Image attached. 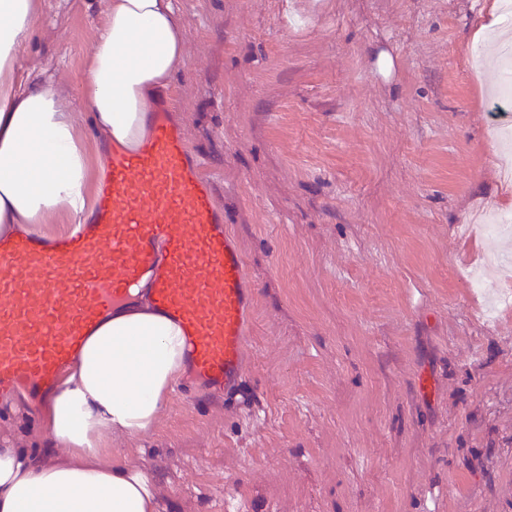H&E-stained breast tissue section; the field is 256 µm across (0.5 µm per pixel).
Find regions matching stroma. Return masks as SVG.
Masks as SVG:
<instances>
[{
    "label": "stroma",
    "mask_w": 512,
    "mask_h": 512,
    "mask_svg": "<svg viewBox=\"0 0 512 512\" xmlns=\"http://www.w3.org/2000/svg\"><path fill=\"white\" fill-rule=\"evenodd\" d=\"M494 0H178L160 100L200 155L256 302L237 389L170 391L107 432L163 512H512V214L496 86L473 58ZM101 0H39L18 54L65 97L98 184L111 150L79 74ZM394 59L391 77L375 61ZM41 408L0 399V448L45 455Z\"/></svg>",
    "instance_id": "stroma-1"
}]
</instances>
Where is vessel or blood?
<instances>
[{
  "mask_svg": "<svg viewBox=\"0 0 512 512\" xmlns=\"http://www.w3.org/2000/svg\"><path fill=\"white\" fill-rule=\"evenodd\" d=\"M155 106L146 136L113 150L87 219L56 234L0 233V398L48 399L91 331L140 283L186 344L181 391L236 386L255 306L244 257L198 154Z\"/></svg>",
  "mask_w": 512,
  "mask_h": 512,
  "instance_id": "vessel-or-blood-1",
  "label": "vessel or blood"
}]
</instances>
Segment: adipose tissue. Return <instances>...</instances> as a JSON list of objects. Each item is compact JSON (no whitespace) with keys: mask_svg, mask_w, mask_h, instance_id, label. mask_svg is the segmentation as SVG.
<instances>
[{"mask_svg":"<svg viewBox=\"0 0 512 512\" xmlns=\"http://www.w3.org/2000/svg\"><path fill=\"white\" fill-rule=\"evenodd\" d=\"M36 15V0H0V224L71 216L87 199L88 159L69 112L49 82L17 64ZM184 54L176 0H106L86 53L83 101L110 143L138 145L151 97L168 87ZM122 343L133 353L120 355ZM184 350L180 327L147 309L107 318L47 404L50 445L68 449L71 462L46 464L23 449L0 448V512H160L149 472L102 462V438L153 425ZM43 487L52 496L40 497Z\"/></svg>","mask_w":512,"mask_h":512,"instance_id":"ef3b65f1","label":"adipose tissue"}]
</instances>
